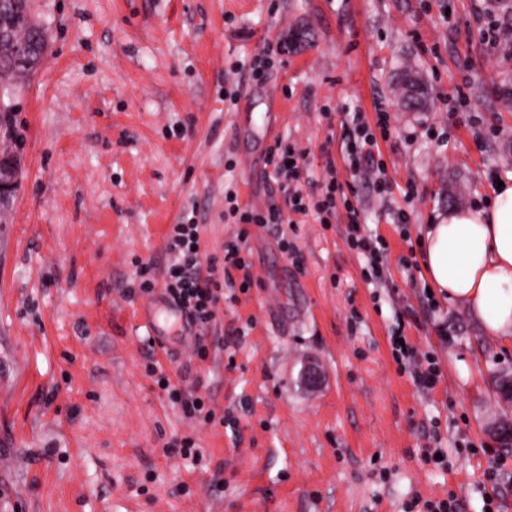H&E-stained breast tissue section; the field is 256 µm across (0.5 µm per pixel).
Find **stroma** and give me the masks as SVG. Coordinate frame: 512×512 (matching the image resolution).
Here are the masks:
<instances>
[{
  "label": "stroma",
  "mask_w": 512,
  "mask_h": 512,
  "mask_svg": "<svg viewBox=\"0 0 512 512\" xmlns=\"http://www.w3.org/2000/svg\"><path fill=\"white\" fill-rule=\"evenodd\" d=\"M496 2L37 0L48 56L0 129L18 166L0 198V512H403L451 492L460 512H512V455L487 431L512 416L491 382L512 344L428 294L420 247L434 217L512 178V97L496 90L512 54L481 12ZM293 28L309 45L281 50ZM406 66L430 89L416 112L396 89ZM357 113L376 183L346 159ZM278 141L305 153V200L334 178L358 205L381 273L345 209L248 225L254 281L221 305L208 357L184 325L167 330L180 353L162 352L138 263L163 268L188 215L223 257L240 230L228 195L285 205L266 164ZM400 333L439 369L432 393L396 362ZM307 357L325 374L314 394L297 382ZM153 361L232 426L187 419ZM186 436L202 464L176 454ZM347 209V239L349 242L359 250L368 252L371 256L374 266L382 264L383 258L387 257L380 252V248H377L373 244L370 237H367L361 233V224H359V210L349 202L346 203Z\"/></svg>",
  "instance_id": "35a3bbf8"
}]
</instances>
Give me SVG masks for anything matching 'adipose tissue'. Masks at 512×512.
<instances>
[{
	"label": "adipose tissue",
	"instance_id": "obj_1",
	"mask_svg": "<svg viewBox=\"0 0 512 512\" xmlns=\"http://www.w3.org/2000/svg\"><path fill=\"white\" fill-rule=\"evenodd\" d=\"M422 246L437 295L467 302L486 335L512 343V182L493 190L489 208L439 215Z\"/></svg>",
	"mask_w": 512,
	"mask_h": 512
}]
</instances>
